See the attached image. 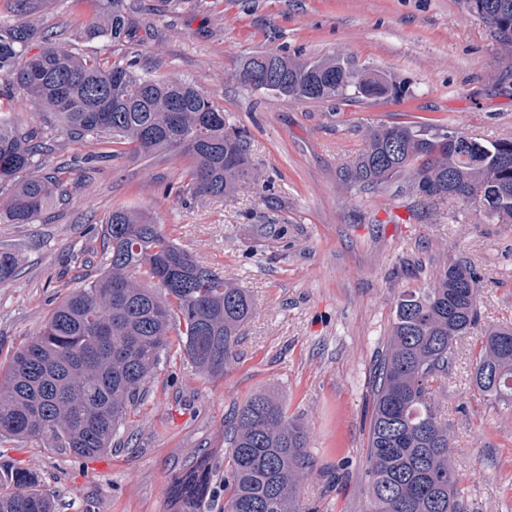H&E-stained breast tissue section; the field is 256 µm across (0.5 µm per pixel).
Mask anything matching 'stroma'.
<instances>
[{"label": "stroma", "instance_id": "stroma-1", "mask_svg": "<svg viewBox=\"0 0 512 512\" xmlns=\"http://www.w3.org/2000/svg\"><path fill=\"white\" fill-rule=\"evenodd\" d=\"M144 42L124 47L140 69L202 84L249 136V166L220 198L186 192L177 152L109 157L72 141L22 91L0 106L42 127L47 171L70 195L34 224L0 222V250L20 256L0 287V364L72 289L104 267L101 226L112 209L150 212L205 266L246 289L257 313L236 358L207 378L183 357L162 360L142 399L89 459L32 441L0 439V461L36 473L59 512H169L171 478L207 459L220 512L224 438L252 394L274 392L309 430L300 501L311 512H368L367 439L375 365L397 296L428 287L450 262L474 267L481 324L512 322V224L475 207L438 205L405 181L360 191L342 177L373 128L431 124L481 140H512V52L462 0H131ZM73 0H30L41 31L112 59L106 40L82 39ZM272 50L301 61L340 56L390 75L396 98L284 99L241 83L242 59ZM474 338L463 339L436 402L468 512H512V410L471 392Z\"/></svg>", "mask_w": 512, "mask_h": 512}]
</instances>
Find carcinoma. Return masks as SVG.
Instances as JSON below:
<instances>
[{
    "instance_id": "obj_1",
    "label": "carcinoma",
    "mask_w": 512,
    "mask_h": 512,
    "mask_svg": "<svg viewBox=\"0 0 512 512\" xmlns=\"http://www.w3.org/2000/svg\"><path fill=\"white\" fill-rule=\"evenodd\" d=\"M87 5L80 32L120 50L136 34L129 0ZM28 0H13L16 22L0 26V79L55 118L71 140L92 137L128 152L179 151L191 164L186 188L197 196L230 191L248 160L244 131L224 118L196 82L108 65L43 36L28 19ZM468 13L512 51V0H464ZM238 78L284 99L395 96L386 76L340 58L301 62L273 51L245 57ZM48 150L39 127L0 111V189H10L0 221L32 224L54 199L70 194L42 171ZM410 174L426 199H457L512 223V140L484 142L451 130L380 125L344 178L377 190ZM105 271L70 292L19 348L0 376V436L37 440L87 457L108 449L162 358H188L205 377L224 374L238 335L253 317L250 296L200 264L149 213L118 206L101 225ZM18 256L0 251V286L16 276ZM481 276L453 264L427 288L397 298L376 370L368 430L369 512H463L448 423L438 417L431 383L445 373L458 341L481 322ZM471 386L512 408V327L480 331ZM224 461L222 512H299L307 477L309 432L274 395L259 391L238 409ZM175 476L170 503L200 512L204 493H188ZM0 512H56L54 496L31 471L0 462Z\"/></svg>"
}]
</instances>
